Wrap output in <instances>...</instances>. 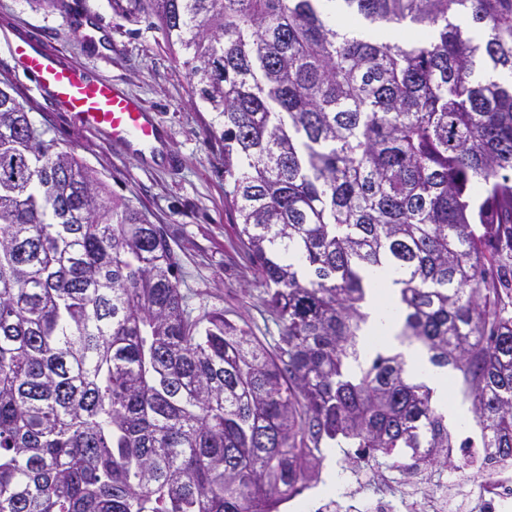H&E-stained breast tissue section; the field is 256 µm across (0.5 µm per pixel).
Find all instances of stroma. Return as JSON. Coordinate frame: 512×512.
<instances>
[{
    "label": "stroma",
    "mask_w": 512,
    "mask_h": 512,
    "mask_svg": "<svg viewBox=\"0 0 512 512\" xmlns=\"http://www.w3.org/2000/svg\"><path fill=\"white\" fill-rule=\"evenodd\" d=\"M95 13L109 43L91 52L73 27V16ZM40 35L66 60L122 82L151 107L170 138L179 163L171 169L144 166L116 149L106 134L75 125L24 75L0 65V82L12 84L32 109L47 138L98 171L113 197L131 201L170 235L179 288L193 315L220 310L247 322L255 336L274 346L280 336L267 289L236 232L238 216L224 197V152L207 129L213 113L201 100L184 66L186 54L162 35L110 10L107 0H0V28Z\"/></svg>",
    "instance_id": "35a3bbf8"
}]
</instances>
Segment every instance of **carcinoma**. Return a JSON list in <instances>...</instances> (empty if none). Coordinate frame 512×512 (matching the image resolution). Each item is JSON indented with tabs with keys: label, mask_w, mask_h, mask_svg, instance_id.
<instances>
[{
	"label": "carcinoma",
	"mask_w": 512,
	"mask_h": 512,
	"mask_svg": "<svg viewBox=\"0 0 512 512\" xmlns=\"http://www.w3.org/2000/svg\"><path fill=\"white\" fill-rule=\"evenodd\" d=\"M189 51L280 322L188 311L168 236L0 87V512H279L322 448L459 470L376 284L512 456V0H108Z\"/></svg>",
	"instance_id": "1"
}]
</instances>
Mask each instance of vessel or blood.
<instances>
[{
	"label": "vessel or blood",
	"mask_w": 512,
	"mask_h": 512,
	"mask_svg": "<svg viewBox=\"0 0 512 512\" xmlns=\"http://www.w3.org/2000/svg\"><path fill=\"white\" fill-rule=\"evenodd\" d=\"M5 45L13 69L22 71L75 124L107 133L113 144L141 164L173 163L174 152L151 109L122 83L63 61L34 34L6 40Z\"/></svg>",
	"instance_id": "obj_1"
}]
</instances>
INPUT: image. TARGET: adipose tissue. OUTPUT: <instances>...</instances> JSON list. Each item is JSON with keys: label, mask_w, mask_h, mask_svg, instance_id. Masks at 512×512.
I'll return each instance as SVG.
<instances>
[{"label": "adipose tissue", "mask_w": 512, "mask_h": 512, "mask_svg": "<svg viewBox=\"0 0 512 512\" xmlns=\"http://www.w3.org/2000/svg\"><path fill=\"white\" fill-rule=\"evenodd\" d=\"M371 277L380 281L381 286L372 290L365 307L368 321L361 342L363 356H371L381 348L402 352L408 370L421 376L434 389L438 409L448 414L449 418H459V411L448 403L447 373L432 366L419 349L402 344L399 339L402 317L397 306L398 291L389 285L390 274L377 270L372 272Z\"/></svg>", "instance_id": "1"}]
</instances>
